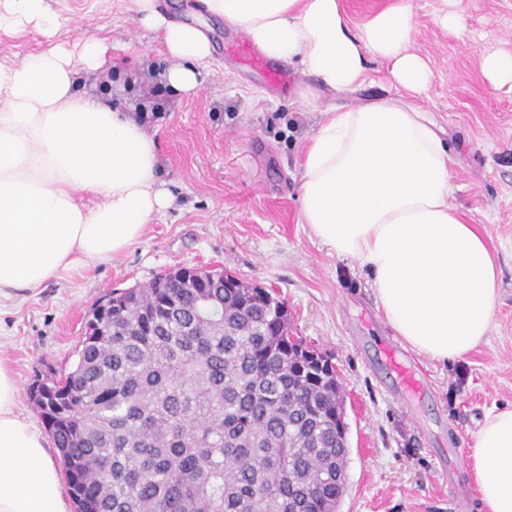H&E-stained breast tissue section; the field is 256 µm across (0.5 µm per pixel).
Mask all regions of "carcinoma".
Listing matches in <instances>:
<instances>
[{
	"mask_svg": "<svg viewBox=\"0 0 512 512\" xmlns=\"http://www.w3.org/2000/svg\"><path fill=\"white\" fill-rule=\"evenodd\" d=\"M201 275L165 271L94 308L54 396L30 395L76 512H337L336 367L273 292Z\"/></svg>",
	"mask_w": 512,
	"mask_h": 512,
	"instance_id": "obj_1",
	"label": "carcinoma"
}]
</instances>
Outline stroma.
Returning <instances> with one entry per match:
<instances>
[{"label":"stroma","instance_id":"1","mask_svg":"<svg viewBox=\"0 0 512 512\" xmlns=\"http://www.w3.org/2000/svg\"><path fill=\"white\" fill-rule=\"evenodd\" d=\"M196 2L158 0L173 20L194 16L214 47L200 89L186 93L156 84L154 72L173 61L126 0H48L68 18L60 41L97 39L109 48L108 88L81 70L79 92L102 89L130 110L139 86H160L166 110L146 130L159 143L176 204L112 262L0 303V359L16 375L20 411L40 422L32 383L72 368L87 315L112 291L146 286L181 265L223 269L275 291L296 334L336 367L350 449L339 512H482L471 472L456 467L455 456L472 448L486 413L512 405V88L491 83L480 65L483 49L512 50V0H463L460 36L435 23L437 0H412L411 45L433 72L415 104L454 158L455 204L490 241L500 269L491 335L454 363L417 356L428 384L413 398L400 396L380 355V345L398 337L377 308L367 271L337 258L299 217L309 137L330 108L394 95L385 65L373 63L368 83L353 92L300 72L288 92L270 94L261 72L221 55L241 33L201 16Z\"/></svg>","mask_w":512,"mask_h":512}]
</instances>
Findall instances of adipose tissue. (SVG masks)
Listing matches in <instances>:
<instances>
[{"mask_svg": "<svg viewBox=\"0 0 512 512\" xmlns=\"http://www.w3.org/2000/svg\"><path fill=\"white\" fill-rule=\"evenodd\" d=\"M175 66L164 78L201 85L211 43L169 20L156 0H132ZM204 14L265 57L298 64L338 91L384 63L402 98L330 110L302 159L300 217L312 237L372 278L386 322L414 351L448 363L485 342L498 306L489 244L452 202L453 160L429 116L410 105L433 78L411 51V0H386L352 25L342 0H202ZM64 18L47 0H0V32L34 31L40 49L0 59V300L37 291L120 255L175 199L158 145L137 113L74 90L76 67L108 78L98 41L72 52L56 41ZM18 384L0 362V512H70L46 440L17 410ZM470 469L484 512H512V406L488 412Z\"/></svg>", "mask_w": 512, "mask_h": 512, "instance_id": "adipose-tissue-1", "label": "adipose tissue"}]
</instances>
